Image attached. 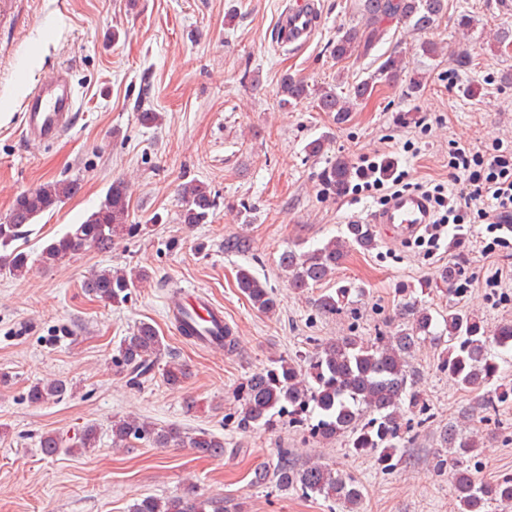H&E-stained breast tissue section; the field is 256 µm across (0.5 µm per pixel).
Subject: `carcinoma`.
Instances as JSON below:
<instances>
[{
    "label": "carcinoma",
    "mask_w": 512,
    "mask_h": 512,
    "mask_svg": "<svg viewBox=\"0 0 512 512\" xmlns=\"http://www.w3.org/2000/svg\"><path fill=\"white\" fill-rule=\"evenodd\" d=\"M448 10L446 0H360L363 16L361 27L341 31L333 47L338 60L359 52L367 56L380 43L385 30L382 23L396 21L414 31L432 29ZM401 60L387 58L369 77L352 84L347 96L333 89L313 90L302 79L285 75L280 82L282 106H295L316 97L323 112L335 113L336 123L348 120L353 102L371 95L375 81L395 80L400 74ZM356 176L352 163L338 157L320 173L324 190L342 194ZM78 183L62 181L46 183L17 197L9 219L0 222V273L12 278L24 276L29 270V254L16 242L22 228L31 224L63 200L72 197ZM180 219L184 224H206L217 207L216 197L207 186L189 183L181 186ZM129 202L124 182H112L97 210L82 223L73 224L60 238L42 250L41 262L46 265L63 262L70 254L88 245L109 250L115 239L132 235L137 224L127 223ZM377 246V235L370 224L345 225L340 235L326 243L301 250L288 248L279 256V267L291 288L300 293L321 286L332 279L336 270L352 250L371 251ZM148 275L144 270L131 274L123 269H99L90 274L83 288L92 295L116 307L126 303L132 291L142 287ZM237 286L253 308L263 314H273L278 307L273 290L250 270L241 268L236 274ZM406 302L398 316L402 323L394 331L380 330L374 341L363 343L353 336H341L324 342L303 359L299 356H279L270 364L241 382L235 393V414L238 427L272 428L277 418L286 415L289 422L304 426L310 437L320 441L348 437V444L358 453L370 454L384 470L394 468L399 449L412 441L406 414L415 411L423 415L417 422L422 427L430 422L428 406L416 390L417 372L409 358L421 343L429 340L447 346L437 369L458 388L465 391L488 387L490 391L461 413L460 424L448 425L442 441L447 451L435 457L434 470L452 471L457 512H485L491 502L504 509L512 507V477L504 476L487 482L476 474L470 462L477 457L479 442L476 433L465 431L475 422H484L497 415L498 403L506 400L509 389L497 381L501 365L492 349L512 350V321L486 330L475 316L467 313H441L422 304L414 290L401 288ZM363 289L352 282H336L315 299L318 310L328 316L344 312L353 294ZM166 347L156 328L141 322L118 347L113 359L117 372L129 376L138 385L165 354ZM164 381L179 385L186 377V368L175 363L165 365ZM71 391L65 379L37 382L30 385L27 399L42 405L59 401ZM112 446L131 448L143 441L153 448H191L204 457L224 456V438L205 430L188 432L177 425L157 426L136 417L113 418L110 423ZM100 429L94 424L82 427L72 438L47 433L41 437L40 448L51 457L65 449L85 450L100 442ZM253 482L272 484L280 490L292 489L303 497L319 496L329 502L356 512L363 499L362 485L351 473L329 468L318 462L302 467L294 465L288 450L278 452L272 467L255 470ZM129 512H224L212 499L201 495L158 498L145 496L136 500Z\"/></svg>",
    "instance_id": "cac0c4a2"
}]
</instances>
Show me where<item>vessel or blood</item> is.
<instances>
[{
    "mask_svg": "<svg viewBox=\"0 0 512 512\" xmlns=\"http://www.w3.org/2000/svg\"><path fill=\"white\" fill-rule=\"evenodd\" d=\"M317 23L314 0H294L281 19L279 35L285 43L302 46L311 40ZM78 108L67 70L58 69L39 80L28 93L21 126L23 138L37 144L54 142L74 125ZM432 221L430 203L418 193L396 195L373 218L386 237L395 241L418 235ZM168 316L176 327L189 332L195 344L206 349L223 347L224 311L203 291L174 289Z\"/></svg>",
    "mask_w": 512,
    "mask_h": 512,
    "instance_id": "b4317fda",
    "label": "vessel or blood"
}]
</instances>
